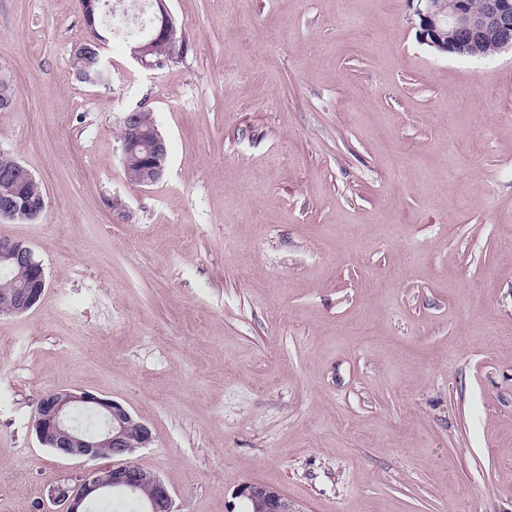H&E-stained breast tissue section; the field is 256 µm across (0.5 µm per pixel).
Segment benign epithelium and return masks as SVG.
Returning a JSON list of instances; mask_svg holds the SVG:
<instances>
[{"label":"benign epithelium","mask_w":512,"mask_h":512,"mask_svg":"<svg viewBox=\"0 0 512 512\" xmlns=\"http://www.w3.org/2000/svg\"><path fill=\"white\" fill-rule=\"evenodd\" d=\"M475 10L469 0H411L417 17V36L421 44L442 54L480 58L484 45L493 40L497 49L512 50V4L508 0H480ZM159 24L132 48V57L145 67L153 45L166 40L177 43L174 17L168 0H155ZM121 140L122 158L142 153L140 184L150 186L164 176L167 162L166 141L157 128L145 137ZM46 208L45 199L35 206L19 198L18 191L0 204V216L36 220ZM0 274L22 280V286L0 293V315L21 314L32 309L46 286L45 271L34 252L19 240L0 239ZM90 411L101 425L88 436L74 424L75 415ZM34 429L38 441L63 456H79L87 461L110 459L112 463L88 470L71 484L57 480L49 490L56 512H88L85 502L105 494L143 495V512H174L170 490L159 476L146 472L128 460L137 448L149 444L152 435L147 424L134 417L122 404L88 391L54 390L41 396L36 405ZM255 507V512H299L288 497L260 483H247L238 491Z\"/></svg>","instance_id":"7a95c632"}]
</instances>
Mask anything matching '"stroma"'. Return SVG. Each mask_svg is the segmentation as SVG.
I'll list each match as a JSON object with an SVG mask.
<instances>
[{
  "label": "stroma",
  "instance_id": "obj_1",
  "mask_svg": "<svg viewBox=\"0 0 512 512\" xmlns=\"http://www.w3.org/2000/svg\"><path fill=\"white\" fill-rule=\"evenodd\" d=\"M188 48L146 69L80 0H0V152L41 183L47 285L0 315V512L81 476L36 439L51 390L149 426L131 461L176 512H512V52L436 53L407 0H169ZM153 111L163 180L121 162ZM121 199L124 212L113 211ZM84 47L86 48L84 55L74 64L76 75L82 82L90 84H92L93 80L101 77V81L98 84H104L107 80V75L110 77V72L97 46L84 44ZM134 112H139V119L136 121V126L131 129L149 130L156 124L153 112L144 108L125 113L120 119V124L125 127L133 126ZM156 127L157 124L145 137L146 146L144 148L141 147L142 140L139 138V133L121 140L122 162L126 158L135 156L137 152L143 153L142 157H138L141 168L140 181L139 165L136 158H130L127 164L123 165L125 178L134 184L139 185L140 182L141 186L154 185L164 176L168 156L167 145L162 133ZM238 494L254 505L255 512H299L288 497L264 484L247 483Z\"/></svg>",
  "mask_w": 512,
  "mask_h": 512
}]
</instances>
